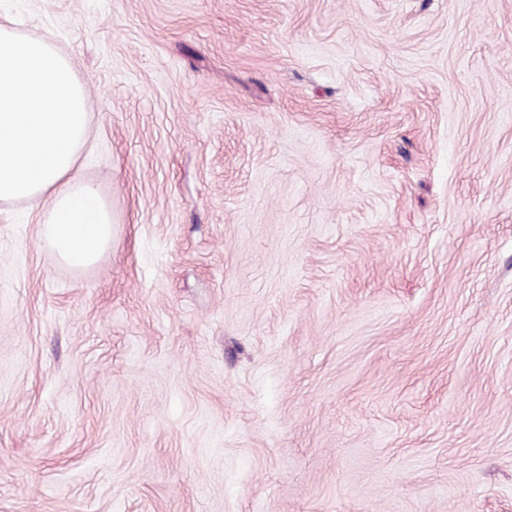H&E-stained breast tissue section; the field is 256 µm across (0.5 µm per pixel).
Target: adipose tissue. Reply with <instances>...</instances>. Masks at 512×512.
<instances>
[{
    "mask_svg": "<svg viewBox=\"0 0 512 512\" xmlns=\"http://www.w3.org/2000/svg\"><path fill=\"white\" fill-rule=\"evenodd\" d=\"M86 99L51 37H23L0 22V204L40 206L41 246L77 269L112 242L111 208L75 174L90 136Z\"/></svg>",
    "mask_w": 512,
    "mask_h": 512,
    "instance_id": "1",
    "label": "adipose tissue"
}]
</instances>
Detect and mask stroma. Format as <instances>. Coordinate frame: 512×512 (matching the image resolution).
Listing matches in <instances>:
<instances>
[{"label": "stroma", "instance_id": "35a3bbf8", "mask_svg": "<svg viewBox=\"0 0 512 512\" xmlns=\"http://www.w3.org/2000/svg\"><path fill=\"white\" fill-rule=\"evenodd\" d=\"M88 87L92 267L0 205V512H512V0H0Z\"/></svg>", "mask_w": 512, "mask_h": 512}]
</instances>
